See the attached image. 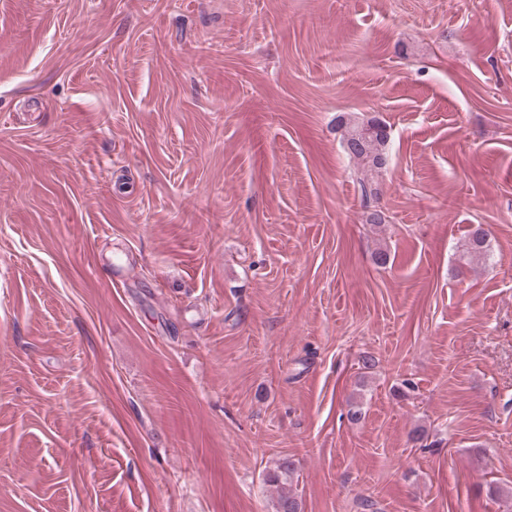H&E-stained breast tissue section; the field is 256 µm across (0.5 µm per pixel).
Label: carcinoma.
I'll list each match as a JSON object with an SVG mask.
<instances>
[{"label": "carcinoma", "mask_w": 512, "mask_h": 512, "mask_svg": "<svg viewBox=\"0 0 512 512\" xmlns=\"http://www.w3.org/2000/svg\"><path fill=\"white\" fill-rule=\"evenodd\" d=\"M340 127L347 156L354 163L353 172L361 204L366 209V223L383 224L385 216L376 209V204L380 196L378 177L385 168L389 141L387 126L375 118L354 116L341 120ZM487 252L486 234L476 230L461 246L460 260L470 265L485 258ZM295 473V463L289 458H282L266 474V483L275 491L274 512H300V502L292 488Z\"/></svg>", "instance_id": "1"}]
</instances>
